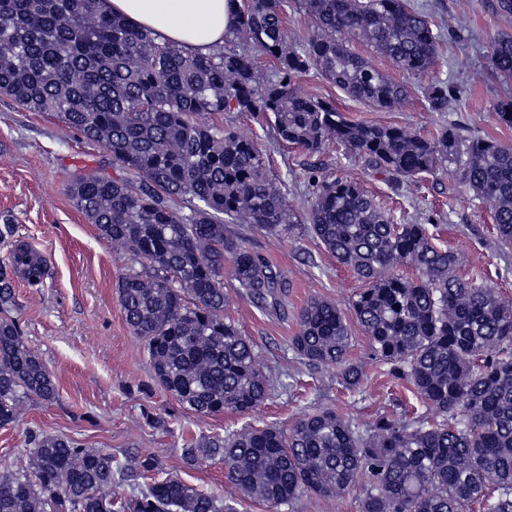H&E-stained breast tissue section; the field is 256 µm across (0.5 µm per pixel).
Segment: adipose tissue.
Instances as JSON below:
<instances>
[{
  "instance_id": "ef3b65f1",
  "label": "adipose tissue",
  "mask_w": 512,
  "mask_h": 512,
  "mask_svg": "<svg viewBox=\"0 0 512 512\" xmlns=\"http://www.w3.org/2000/svg\"><path fill=\"white\" fill-rule=\"evenodd\" d=\"M102 13L123 17L157 43L191 54H209L224 44L237 0H98Z\"/></svg>"
}]
</instances>
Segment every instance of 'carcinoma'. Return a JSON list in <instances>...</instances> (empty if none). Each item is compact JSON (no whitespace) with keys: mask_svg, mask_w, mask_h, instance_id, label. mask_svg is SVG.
Wrapping results in <instances>:
<instances>
[{"mask_svg":"<svg viewBox=\"0 0 512 512\" xmlns=\"http://www.w3.org/2000/svg\"><path fill=\"white\" fill-rule=\"evenodd\" d=\"M313 29L290 38L283 0H248L224 47L191 56L97 0H0V92L33 112L57 115L102 141L121 179L95 173L69 185L74 205L127 261L117 285L125 320L146 347L156 382L200 416L246 413L272 384L250 338L224 317V276L260 308L281 302L267 260L226 233L225 222L270 234L296 225L366 284L352 311L372 358L411 389L429 417L376 418L360 426L333 409L303 415L289 432L269 426L182 449L186 465L224 463L240 495L269 509L306 495L359 493L361 512H512V301L484 280L460 274L463 260L434 242L424 224H396L358 183L320 176L308 164L312 202L302 216L268 179L254 141L224 126L231 109L274 126L280 143L308 156L333 143L409 185L451 171L487 204L500 242L512 244V145L469 138L454 128L434 137L403 127L355 122L332 103L296 92L311 71L349 98L388 109L408 88L355 53L362 42L409 75L439 61V36L408 0H297ZM273 62L267 73L260 58ZM495 74L512 81V35L491 45ZM430 111H448L446 82L425 88ZM0 226V427L57 387L12 313L15 281L39 283V256ZM410 266L416 277L397 272ZM291 349L311 368H339L358 390L361 364L333 302L300 311ZM28 463L0 469V512H237L219 493L177 476L155 479L126 499L116 487L158 469L147 456L113 470L112 454L38 430L27 433Z\"/></svg>","mask_w":512,"mask_h":512,"instance_id":"obj_1","label":"carcinoma"}]
</instances>
